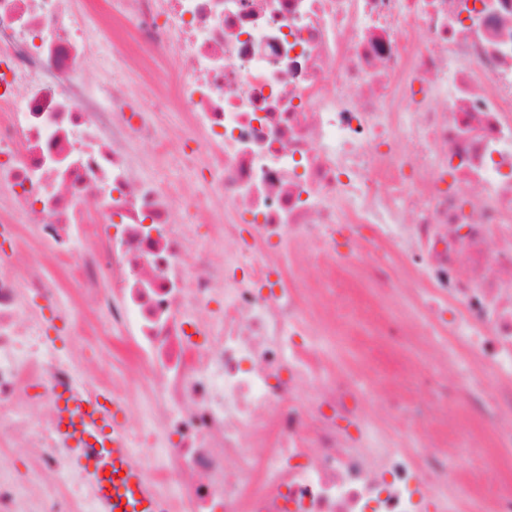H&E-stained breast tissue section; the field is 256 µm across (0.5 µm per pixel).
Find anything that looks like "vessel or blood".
<instances>
[{
	"instance_id": "obj_1",
	"label": "vessel or blood",
	"mask_w": 512,
	"mask_h": 512,
	"mask_svg": "<svg viewBox=\"0 0 512 512\" xmlns=\"http://www.w3.org/2000/svg\"><path fill=\"white\" fill-rule=\"evenodd\" d=\"M55 437L68 450V466L94 489L97 512H170L134 461L121 431L123 406L102 390L77 385L54 398Z\"/></svg>"
}]
</instances>
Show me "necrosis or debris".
Masks as SVG:
<instances>
[{"instance_id": "necrosis-or-debris-1", "label": "necrosis or debris", "mask_w": 512, "mask_h": 512, "mask_svg": "<svg viewBox=\"0 0 512 512\" xmlns=\"http://www.w3.org/2000/svg\"><path fill=\"white\" fill-rule=\"evenodd\" d=\"M0 223L59 270L0 241V446L49 477L0 467V512H96L23 416L82 378L55 320L111 341L172 512H512V0H0ZM333 336L391 378L385 420ZM41 266L52 275H58L57 269L51 264L45 249L30 236L27 227L21 228V249L19 267L26 269Z\"/></svg>"}]
</instances>
